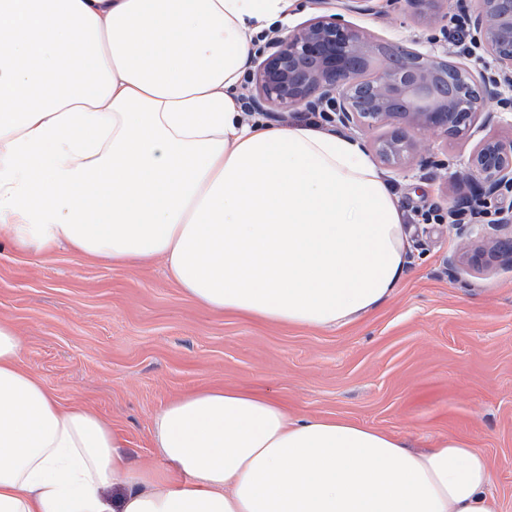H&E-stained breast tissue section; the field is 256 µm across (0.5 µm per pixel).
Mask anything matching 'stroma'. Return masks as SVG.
Here are the masks:
<instances>
[{"label": "stroma", "mask_w": 512, "mask_h": 512, "mask_svg": "<svg viewBox=\"0 0 512 512\" xmlns=\"http://www.w3.org/2000/svg\"><path fill=\"white\" fill-rule=\"evenodd\" d=\"M340 14L380 44L448 50L443 18L421 21L406 0H298L291 25ZM512 137V122L474 124L450 139L423 135L399 168L382 167L404 214L467 199V159L480 138ZM398 292L335 329L279 326L197 305L163 262L115 266L65 249L18 252L0 241V319L22 364L63 404L111 424L130 460L160 466L155 413L206 386L242 387L289 416L350 420L431 447L448 433L494 464L492 493L512 512V250L476 264L448 224H410Z\"/></svg>", "instance_id": "stroma-1"}]
</instances>
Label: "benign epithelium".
<instances>
[{"label": "benign epithelium", "mask_w": 512, "mask_h": 512, "mask_svg": "<svg viewBox=\"0 0 512 512\" xmlns=\"http://www.w3.org/2000/svg\"><path fill=\"white\" fill-rule=\"evenodd\" d=\"M407 2L430 22L447 0ZM471 23L497 76L490 78L445 53L396 46L385 50L381 71L367 81L364 70L379 48L338 15H320L270 43L257 66L258 92L251 105L288 110L305 102H329L336 107V122L346 129L390 125V133L377 142L376 154L384 165L399 167L418 153L422 134L457 138L480 115L486 124L502 116L488 101L512 80V0H479ZM466 176L473 195L481 199L512 190V139H482L469 155ZM477 218L475 213L470 222L454 223L457 234L481 249L497 248L504 235L512 245V206L501 209L496 224L473 223Z\"/></svg>", "instance_id": "1"}]
</instances>
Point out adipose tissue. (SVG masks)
Returning <instances> with one entry per match:
<instances>
[{"label":"adipose tissue","mask_w":512,"mask_h":512,"mask_svg":"<svg viewBox=\"0 0 512 512\" xmlns=\"http://www.w3.org/2000/svg\"><path fill=\"white\" fill-rule=\"evenodd\" d=\"M296 0H0V236L114 265L165 263L198 305L332 329L405 275L394 188L362 142L247 118L253 42ZM162 464L59 403L0 321V512H499L488 456L295 419L237 387L153 417Z\"/></svg>","instance_id":"adipose-tissue-1"}]
</instances>
